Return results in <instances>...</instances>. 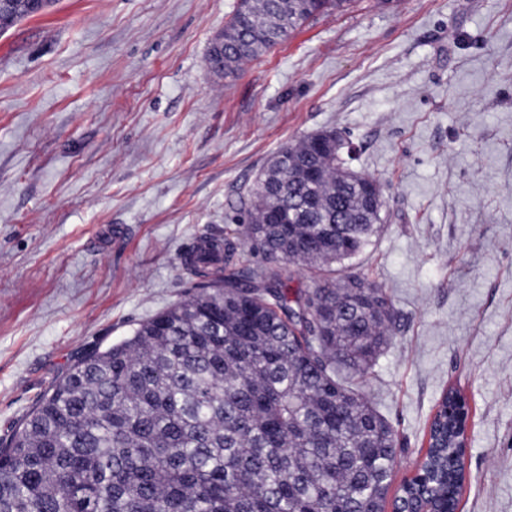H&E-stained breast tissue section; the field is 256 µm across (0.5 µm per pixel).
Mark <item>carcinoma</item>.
I'll return each mask as SVG.
<instances>
[{"label": "carcinoma", "mask_w": 512, "mask_h": 512, "mask_svg": "<svg viewBox=\"0 0 512 512\" xmlns=\"http://www.w3.org/2000/svg\"><path fill=\"white\" fill-rule=\"evenodd\" d=\"M244 2L208 52L219 73L348 4ZM33 14L12 0L0 33ZM324 135L282 148L247 222L182 256L194 294L78 359L0 442V512H383L401 449L339 371H367L396 318L380 285L345 270L382 210ZM302 270L314 287L291 288ZM433 431L435 507L457 512L464 448L447 409Z\"/></svg>", "instance_id": "obj_1"}]
</instances>
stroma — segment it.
<instances>
[{
    "mask_svg": "<svg viewBox=\"0 0 512 512\" xmlns=\"http://www.w3.org/2000/svg\"><path fill=\"white\" fill-rule=\"evenodd\" d=\"M236 0H54L0 34V439L86 351L184 299L289 143L336 130L383 189L352 273L397 312L352 386L399 487L445 388L470 405L458 512H512V0H349L235 76Z\"/></svg>",
    "mask_w": 512,
    "mask_h": 512,
    "instance_id": "obj_1",
    "label": "stroma"
}]
</instances>
